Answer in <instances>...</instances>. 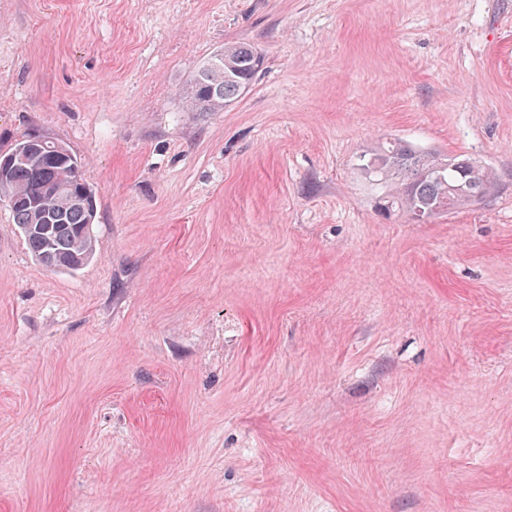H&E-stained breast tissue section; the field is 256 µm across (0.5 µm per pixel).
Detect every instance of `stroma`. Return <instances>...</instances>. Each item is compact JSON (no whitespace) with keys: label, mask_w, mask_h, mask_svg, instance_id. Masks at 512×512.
I'll return each mask as SVG.
<instances>
[{"label":"stroma","mask_w":512,"mask_h":512,"mask_svg":"<svg viewBox=\"0 0 512 512\" xmlns=\"http://www.w3.org/2000/svg\"><path fill=\"white\" fill-rule=\"evenodd\" d=\"M262 57L220 112L200 65ZM63 143L95 253L0 202V512H512V0H0V150ZM401 138L492 169L385 216ZM215 56L224 63L213 64L208 58L199 67L186 96L190 112H220L230 106L249 88L261 66V57L246 43L225 45Z\"/></svg>","instance_id":"obj_1"}]
</instances>
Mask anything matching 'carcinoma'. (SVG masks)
Listing matches in <instances>:
<instances>
[{
  "instance_id": "1",
  "label": "carcinoma",
  "mask_w": 512,
  "mask_h": 512,
  "mask_svg": "<svg viewBox=\"0 0 512 512\" xmlns=\"http://www.w3.org/2000/svg\"><path fill=\"white\" fill-rule=\"evenodd\" d=\"M261 57L245 43L224 46V63L206 60L186 96L190 112H220L251 85ZM29 135L0 151V200L7 202L29 250L52 270L73 271L93 255L97 207L81 200L89 184L79 172L77 158L63 144ZM35 143L26 152L22 146ZM362 170L387 189L381 211L431 219L451 205L482 202L495 183L491 171L461 156L441 158L392 140L363 159Z\"/></svg>"
}]
</instances>
